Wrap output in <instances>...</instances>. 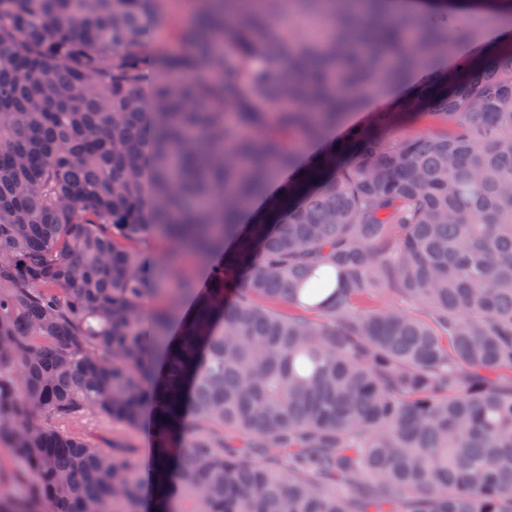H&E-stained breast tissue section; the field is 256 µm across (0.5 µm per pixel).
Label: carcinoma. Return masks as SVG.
Segmentation results:
<instances>
[{
	"label": "carcinoma",
	"instance_id": "cac0c4a2",
	"mask_svg": "<svg viewBox=\"0 0 512 512\" xmlns=\"http://www.w3.org/2000/svg\"><path fill=\"white\" fill-rule=\"evenodd\" d=\"M177 2L0 0V512H512V0ZM403 95V91L399 88H393L386 95L372 96L367 99L362 110L353 112L347 117V123L356 124L367 120L370 117V112H381L390 102ZM440 129V126L428 116H423L411 124L403 125L394 130V134L401 138L423 136L432 134ZM134 247L145 256L153 257L155 265L157 264L161 270L170 264L176 265L186 279L195 282L198 286L204 285L209 267L214 262L212 258H201L186 250L170 247L165 240L153 235L140 238L135 242ZM11 448L8 435L6 433L2 434L0 438V480L3 485L21 493L24 486L20 483L18 477L24 471V467Z\"/></svg>",
	"mask_w": 512,
	"mask_h": 512
}]
</instances>
